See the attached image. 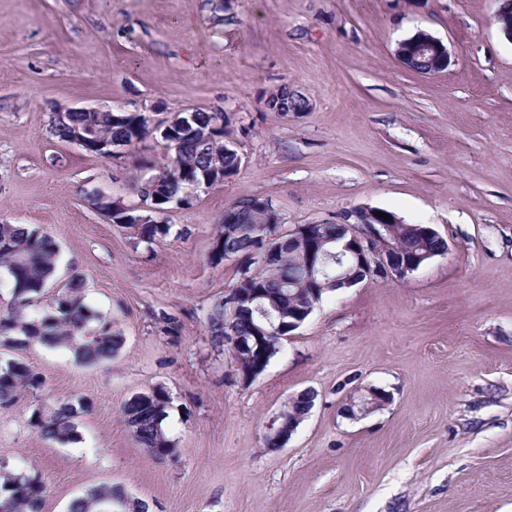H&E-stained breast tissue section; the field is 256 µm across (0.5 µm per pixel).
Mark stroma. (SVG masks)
Segmentation results:
<instances>
[{"label": "stroma", "mask_w": 512, "mask_h": 512, "mask_svg": "<svg viewBox=\"0 0 512 512\" xmlns=\"http://www.w3.org/2000/svg\"><path fill=\"white\" fill-rule=\"evenodd\" d=\"M494 0H0V223L60 248L50 304L73 273L123 344L105 365L65 349L0 346L47 388L0 408V474L38 471L43 512L106 483L151 512H512V42ZM424 30L446 45L435 76L403 67ZM305 99L266 108L279 86ZM161 115L223 109L238 174L172 206L170 234L139 244L90 199L140 204L142 164L173 158L159 135L103 158L51 137L56 110ZM269 200L279 221L342 223L359 206L426 224L447 254L404 280L327 297L265 371L234 383L204 341L239 260L208 261L225 211ZM182 324L160 332L153 315ZM167 390L174 457L123 424L133 395ZM375 389L387 404L352 418ZM313 391L283 447L268 420ZM91 401L74 441L42 438L35 405Z\"/></svg>", "instance_id": "1"}]
</instances>
